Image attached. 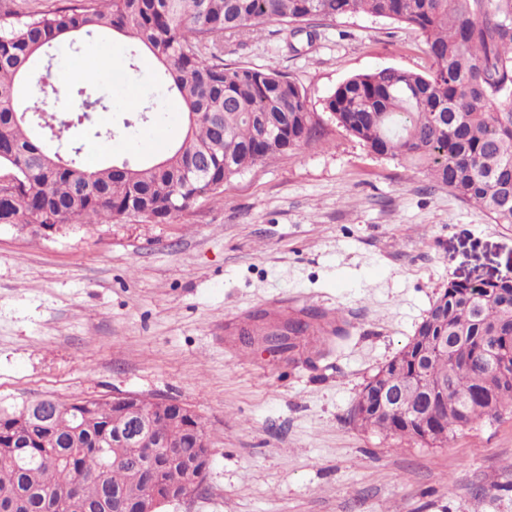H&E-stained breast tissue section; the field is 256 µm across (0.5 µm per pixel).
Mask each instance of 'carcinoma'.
<instances>
[{"label":"carcinoma","mask_w":512,"mask_h":512,"mask_svg":"<svg viewBox=\"0 0 512 512\" xmlns=\"http://www.w3.org/2000/svg\"><path fill=\"white\" fill-rule=\"evenodd\" d=\"M366 13L407 25L424 38V74L385 67L357 74L326 101L337 126L373 153L426 173L492 224L512 226V0H81L25 21L0 23V224H108L127 212L166 222L197 200L272 156L320 143L324 132L308 111L302 88L279 72L224 64V40L277 22L293 37L310 38L311 24ZM117 33L131 56L149 53L167 92L183 106L185 124L157 156L89 168L71 129L108 139L114 130L92 122L107 112L93 78L71 90L72 106L53 122L38 102L57 97L43 86L46 63L60 42L76 45L94 34ZM210 55L209 63L204 55ZM163 125L148 105L128 109L123 129ZM512 280L451 281L416 330L448 337V354L428 359L425 371L448 394L406 390L410 373L395 375L398 394L414 408H432L433 439L447 445L457 428L495 420L512 406V375L483 355L497 336L512 335ZM79 428L58 421L53 430L0 408V512H92L102 483L151 499L150 472L135 477L112 447L127 425L112 402L91 399ZM154 433L194 458L188 421L159 414ZM368 427L407 436V425L383 417Z\"/></svg>","instance_id":"cac0c4a2"}]
</instances>
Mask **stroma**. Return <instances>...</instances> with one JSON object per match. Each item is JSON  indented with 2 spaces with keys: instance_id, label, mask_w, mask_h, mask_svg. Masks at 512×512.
I'll return each mask as SVG.
<instances>
[{
  "instance_id": "35a3bbf8",
  "label": "stroma",
  "mask_w": 512,
  "mask_h": 512,
  "mask_svg": "<svg viewBox=\"0 0 512 512\" xmlns=\"http://www.w3.org/2000/svg\"><path fill=\"white\" fill-rule=\"evenodd\" d=\"M226 40L224 61L275 68L310 111L349 77L430 65L422 36L358 15ZM116 124L137 99L182 128L179 100L127 40L59 44L52 78L82 82L92 48ZM512 278V226L490 223L429 177L372 153L336 124L317 145L235 177L166 223L33 231L0 224V407L132 392L188 404L214 454L204 489L162 512H512V407L450 445L353 424L365 384L413 337L449 282ZM343 313L344 343L317 331L292 353L239 345L241 329Z\"/></svg>"
}]
</instances>
